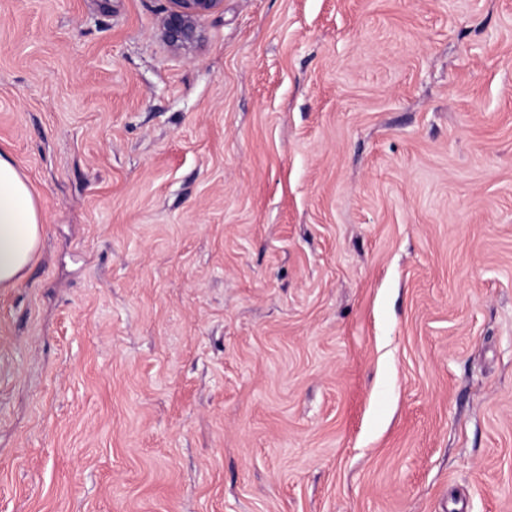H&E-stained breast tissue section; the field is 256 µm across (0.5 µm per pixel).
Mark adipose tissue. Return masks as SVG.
I'll list each match as a JSON object with an SVG mask.
<instances>
[{"label": "adipose tissue", "mask_w": 512, "mask_h": 512, "mask_svg": "<svg viewBox=\"0 0 512 512\" xmlns=\"http://www.w3.org/2000/svg\"><path fill=\"white\" fill-rule=\"evenodd\" d=\"M41 224L36 200L14 160L0 152V289L16 287L38 248Z\"/></svg>", "instance_id": "ef3b65f1"}]
</instances>
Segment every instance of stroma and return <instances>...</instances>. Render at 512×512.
<instances>
[{"mask_svg":"<svg viewBox=\"0 0 512 512\" xmlns=\"http://www.w3.org/2000/svg\"><path fill=\"white\" fill-rule=\"evenodd\" d=\"M0 0V512H512V0ZM171 7L162 23L166 42L182 48L197 38L196 22L199 18L222 9L223 0H169ZM41 224L27 178L0 152V289L15 288L38 248Z\"/></svg>","mask_w":512,"mask_h":512,"instance_id":"35a3bbf8","label":"stroma"}]
</instances>
